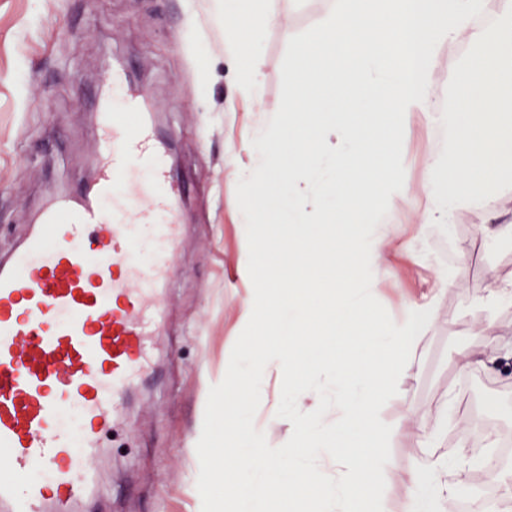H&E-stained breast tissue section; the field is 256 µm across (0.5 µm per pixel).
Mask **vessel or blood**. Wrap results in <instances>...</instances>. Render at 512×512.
Masks as SVG:
<instances>
[{
  "label": "vessel or blood",
  "instance_id": "obj_1",
  "mask_svg": "<svg viewBox=\"0 0 512 512\" xmlns=\"http://www.w3.org/2000/svg\"><path fill=\"white\" fill-rule=\"evenodd\" d=\"M97 112L96 178L47 204L0 263V512H82L97 495L102 435L154 355L186 231L143 91L112 70ZM135 166L147 181L119 196Z\"/></svg>",
  "mask_w": 512,
  "mask_h": 512
}]
</instances>
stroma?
<instances>
[{
    "instance_id": "obj_1",
    "label": "stroma",
    "mask_w": 512,
    "mask_h": 512,
    "mask_svg": "<svg viewBox=\"0 0 512 512\" xmlns=\"http://www.w3.org/2000/svg\"><path fill=\"white\" fill-rule=\"evenodd\" d=\"M272 21L259 51L260 105L230 90L235 77L216 0H0V260L9 259L51 197L80 194L97 168V114L92 99L107 71L122 67L156 106L152 121L171 145L174 178L187 189L181 219L188 234L168 292V332L156 340L149 376L123 405L124 422L101 464L99 496L90 512H201L196 488L209 389L224 378L243 330L240 306L253 288L248 244L236 200L237 171L257 166L245 144L281 98V64L289 39L327 15L331 0H266ZM458 37L441 50L433 74V110H442L459 59L470 49ZM445 128L414 123L404 146L405 180L418 185L427 160L440 157ZM512 208V188L484 209L457 211L450 234L427 242L437 262L390 257L376 298L398 316L406 298L434 303L440 319L418 349L420 370L400 377L380 417L392 426L384 496L399 512L408 471L429 448L406 422L417 411L427 429H442L437 453L462 466L465 512H512V499L489 497L485 475L465 462L458 418L479 416L472 447L487 433L512 438V374L460 369L456 352L470 348L512 365V306L482 302L512 280V237L495 242L476 233L486 212ZM456 276L436 285L433 270ZM278 375L268 379L254 423L270 446L289 439L277 417ZM453 400L457 420L441 423L437 408Z\"/></svg>"
}]
</instances>
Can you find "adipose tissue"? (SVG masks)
Wrapping results in <instances>:
<instances>
[{"label": "adipose tissue", "mask_w": 512, "mask_h": 512, "mask_svg": "<svg viewBox=\"0 0 512 512\" xmlns=\"http://www.w3.org/2000/svg\"><path fill=\"white\" fill-rule=\"evenodd\" d=\"M264 2L251 0L249 11L241 18L242 25L248 29L247 37H240L234 27L225 32L236 69L233 90L254 102L260 99L262 82L255 60L270 22ZM464 490L465 483L456 465L439 458L426 459L409 472L402 512H448Z\"/></svg>", "instance_id": "1"}]
</instances>
